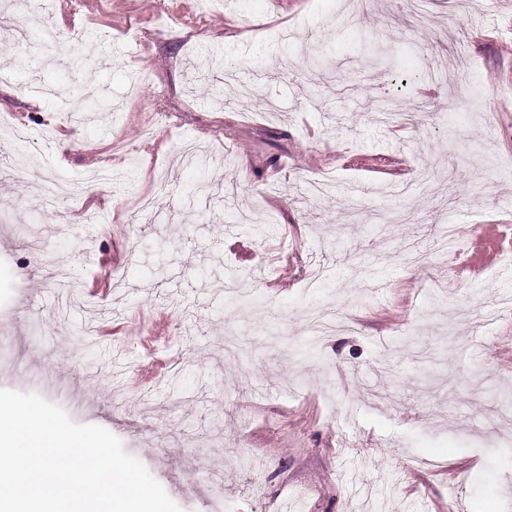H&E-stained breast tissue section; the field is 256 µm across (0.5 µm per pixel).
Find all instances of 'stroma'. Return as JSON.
<instances>
[{"mask_svg": "<svg viewBox=\"0 0 512 512\" xmlns=\"http://www.w3.org/2000/svg\"><path fill=\"white\" fill-rule=\"evenodd\" d=\"M350 2L55 0L65 51L38 70L0 8V389L111 431L181 512H512V313L491 317L512 249L490 248L512 225V0ZM186 140L207 154L181 162ZM105 153L113 180L66 205L101 222L57 232L43 181ZM448 224L467 235L442 253ZM102 255L111 314L62 310L51 271L92 290ZM310 307L335 332L309 336Z\"/></svg>", "mask_w": 512, "mask_h": 512, "instance_id": "obj_1", "label": "stroma"}]
</instances>
